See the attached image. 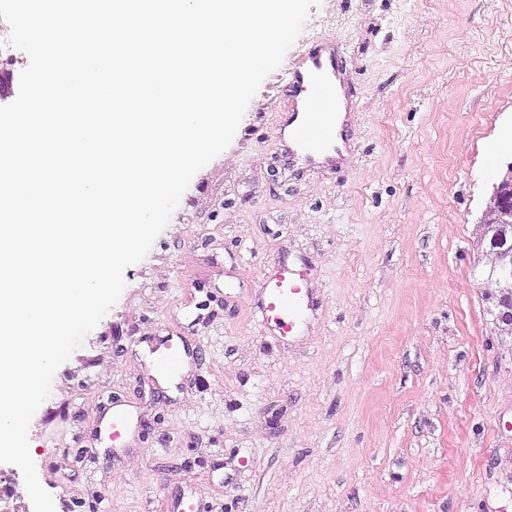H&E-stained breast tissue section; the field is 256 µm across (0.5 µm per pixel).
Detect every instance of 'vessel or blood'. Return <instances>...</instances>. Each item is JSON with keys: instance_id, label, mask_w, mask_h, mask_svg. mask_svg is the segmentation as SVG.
I'll return each mask as SVG.
<instances>
[{"instance_id": "obj_1", "label": "vessel or blood", "mask_w": 512, "mask_h": 512, "mask_svg": "<svg viewBox=\"0 0 512 512\" xmlns=\"http://www.w3.org/2000/svg\"><path fill=\"white\" fill-rule=\"evenodd\" d=\"M344 59L335 42L311 41L289 67L287 108L279 128L290 162L324 166L338 162L349 147L347 124L341 121ZM310 305L306 288L287 268L275 267L267 281L264 307L284 331H292Z\"/></svg>"}]
</instances>
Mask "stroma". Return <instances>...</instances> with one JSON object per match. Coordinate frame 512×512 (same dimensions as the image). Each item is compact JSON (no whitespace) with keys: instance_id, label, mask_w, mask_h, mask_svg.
<instances>
[{"instance_id":"obj_1","label":"stroma","mask_w":512,"mask_h":512,"mask_svg":"<svg viewBox=\"0 0 512 512\" xmlns=\"http://www.w3.org/2000/svg\"><path fill=\"white\" fill-rule=\"evenodd\" d=\"M318 37L351 147L303 170L277 122ZM510 164L512 0H322L56 370L28 429L55 512H512V333L476 248ZM275 261L315 301L295 332L263 309Z\"/></svg>"}]
</instances>
